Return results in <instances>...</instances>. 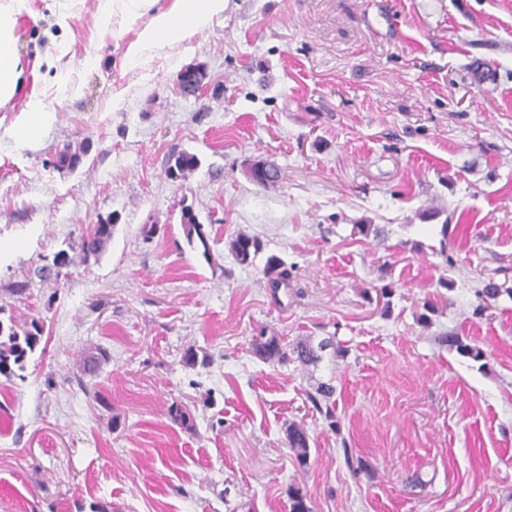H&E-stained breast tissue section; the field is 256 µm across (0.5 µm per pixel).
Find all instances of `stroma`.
Instances as JSON below:
<instances>
[{
	"mask_svg": "<svg viewBox=\"0 0 512 512\" xmlns=\"http://www.w3.org/2000/svg\"><path fill=\"white\" fill-rule=\"evenodd\" d=\"M100 6L26 0L25 71L0 107V314L46 324L0 377V512H288L294 483L312 512H512V297L474 312L486 270L512 279V0H228L134 62L146 18L104 27ZM189 66L206 74L196 96L177 89ZM34 93L54 120L16 141ZM176 150L200 160L181 180ZM258 162L278 181L254 184ZM106 217L99 260L38 276ZM241 233L263 245L249 264L229 249ZM271 255L288 287L265 275ZM263 331L333 346L314 366L270 362ZM451 331L487 367L442 346ZM322 382L334 428L307 400ZM181 224L186 241L190 247L196 248L195 244L202 247L203 256H209L210 247L207 235L203 230V225L199 224L193 210L189 206H183L181 209ZM286 440L296 461L302 467L309 462V435L307 429L300 424H291L286 432Z\"/></svg>",
	"mask_w": 512,
	"mask_h": 512,
	"instance_id": "35a3bbf8",
	"label": "stroma"
}]
</instances>
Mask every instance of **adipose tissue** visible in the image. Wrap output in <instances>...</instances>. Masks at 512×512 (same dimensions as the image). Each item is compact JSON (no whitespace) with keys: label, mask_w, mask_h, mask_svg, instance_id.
Returning a JSON list of instances; mask_svg holds the SVG:
<instances>
[{"label":"adipose tissue","mask_w":512,"mask_h":512,"mask_svg":"<svg viewBox=\"0 0 512 512\" xmlns=\"http://www.w3.org/2000/svg\"><path fill=\"white\" fill-rule=\"evenodd\" d=\"M158 0H104L99 20L110 24L114 11H121L128 20L151 13L150 23L143 28L138 41L129 50L130 58L144 51L179 44L205 28L216 16L222 15L226 0H174L172 7L160 10ZM23 0H0V106L15 95L24 72L21 59L14 50L17 40V19Z\"/></svg>","instance_id":"ef3b65f1"}]
</instances>
